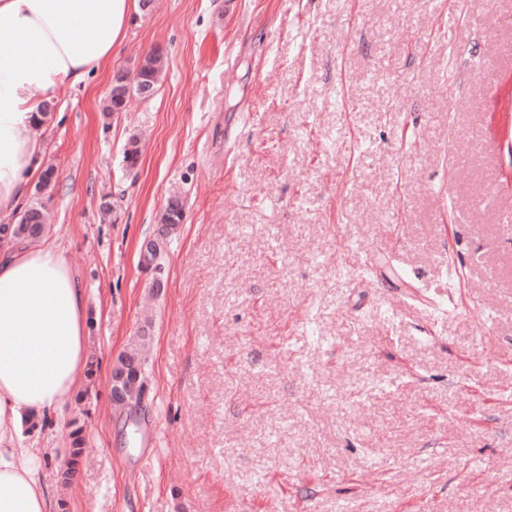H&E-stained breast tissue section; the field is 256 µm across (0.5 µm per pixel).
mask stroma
<instances>
[{
	"instance_id": "35a3bbf8",
	"label": "stroma",
	"mask_w": 512,
	"mask_h": 512,
	"mask_svg": "<svg viewBox=\"0 0 512 512\" xmlns=\"http://www.w3.org/2000/svg\"><path fill=\"white\" fill-rule=\"evenodd\" d=\"M159 54L153 95L102 106ZM512 0H150L39 135L92 326L69 512H512ZM138 137L141 157L122 152ZM165 286L139 250L169 200ZM145 342L146 394L117 408ZM89 450L69 483L71 420ZM114 369L126 370L128 372V377L132 376L131 385L124 395L125 375L117 373L112 369L111 396L113 395L120 398L124 395V397L120 399H115L112 396L114 403L120 406L125 402L130 403L132 401L141 400L145 391V385L143 381L144 359L139 345L129 347L122 352L116 360Z\"/></svg>"
}]
</instances>
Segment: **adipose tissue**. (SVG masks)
<instances>
[{"label": "adipose tissue", "instance_id": "adipose-tissue-1", "mask_svg": "<svg viewBox=\"0 0 512 512\" xmlns=\"http://www.w3.org/2000/svg\"><path fill=\"white\" fill-rule=\"evenodd\" d=\"M138 0H0V223L43 167L36 128L67 85L105 71ZM89 313L62 250L0 246V512H50L41 449L22 434L60 422L86 374Z\"/></svg>", "mask_w": 512, "mask_h": 512}]
</instances>
